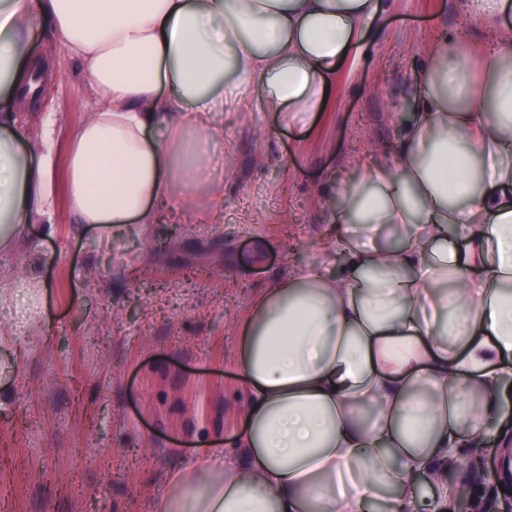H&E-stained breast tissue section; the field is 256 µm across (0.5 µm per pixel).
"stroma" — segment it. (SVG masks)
<instances>
[{
	"mask_svg": "<svg viewBox=\"0 0 512 512\" xmlns=\"http://www.w3.org/2000/svg\"><path fill=\"white\" fill-rule=\"evenodd\" d=\"M442 30L482 52L468 0H382L303 129L281 126L261 90L242 87L252 111L225 102L224 137L208 147L206 180L220 195L208 215L188 206L108 239L73 222L67 190L72 135L101 94L40 23L31 54L43 92L20 115L36 152L53 118L52 223L28 225L0 252V512H156L173 476L230 447L251 298L291 266L326 263L323 176L359 175L394 140L412 74Z\"/></svg>",
	"mask_w": 512,
	"mask_h": 512,
	"instance_id": "stroma-1",
	"label": "stroma"
}]
</instances>
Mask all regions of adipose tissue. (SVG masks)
Segmentation results:
<instances>
[{
    "instance_id": "1",
    "label": "adipose tissue",
    "mask_w": 512,
    "mask_h": 512,
    "mask_svg": "<svg viewBox=\"0 0 512 512\" xmlns=\"http://www.w3.org/2000/svg\"><path fill=\"white\" fill-rule=\"evenodd\" d=\"M472 46L441 38L381 162L327 202L330 267L300 266L250 303L232 453L176 475L157 512H450L448 471L496 430L512 456V27L471 0ZM380 0H0V99L38 95L37 20L103 98L73 136L77 223L120 236L203 194L205 122L242 84L289 127L321 112ZM0 112V250L48 216L53 166ZM432 490L419 494L420 484Z\"/></svg>"
}]
</instances>
